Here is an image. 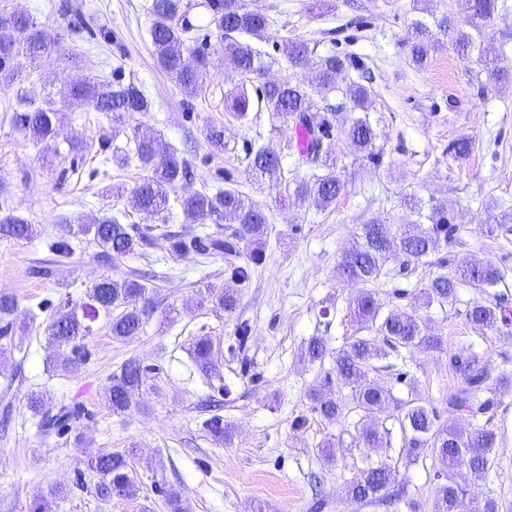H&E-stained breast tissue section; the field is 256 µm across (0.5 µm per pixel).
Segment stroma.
<instances>
[{
  "label": "stroma",
  "mask_w": 512,
  "mask_h": 512,
  "mask_svg": "<svg viewBox=\"0 0 512 512\" xmlns=\"http://www.w3.org/2000/svg\"><path fill=\"white\" fill-rule=\"evenodd\" d=\"M187 2L196 25L188 46H205L213 62L201 99L192 102L156 64L150 0H0V12L22 7L51 38L42 58L21 63L24 85L33 95L56 94L80 75L136 83L154 103L141 123L160 134L194 172L182 192L234 189L260 204L268 217L262 260L240 285L239 306L229 316L202 295L208 285H223L240 258L159 263L168 252L163 232L181 229L177 219L154 227L144 255L109 267L98 262L97 246L86 242L70 257L56 259L50 245L66 236L68 225L107 210L124 213L113 187L132 188L145 172L99 155L72 153L75 141L97 146L108 126L100 113L83 105L62 107L59 132L48 147L12 130L5 114L9 97L0 91V198L34 227L27 242H0V292L18 302L11 334L0 342L5 347L0 355V512H28L33 498L52 487L62 491L54 512H168L161 494L165 486L180 490L189 512H312L318 490L327 501L323 512H411L414 502L430 512L439 465L427 448L409 457L401 411L376 414L385 442L366 448L358 441L363 411L350 405L339 421L326 422L314 411L309 392L335 378L334 352L355 334L348 312L360 288L337 280L338 261L358 239L362 224H404L410 197L447 200L461 228L428 263L410 264L402 256L389 262L388 275L374 287L384 310H410L417 283L438 275L443 257L492 262L503 279L486 290L462 288L454 302L423 310L432 332L443 339V351L389 350L371 361L369 377L401 400L417 388L439 421L468 428L472 417L448 407L449 394L464 385L450 355L473 360L495 375L512 372V327L491 331L466 319L476 301L512 310V231L490 236L481 230L490 218L512 209V82L490 86L487 73L448 47L432 54L425 67L412 65L404 45L407 30L414 20L441 13V0H246L271 19L266 36L254 42L270 65L268 79L294 77L285 55L292 41L308 42L318 57L357 55L370 71L369 112L382 134L381 164L358 160L349 144L330 136L324 152L336 158L346 190L327 210L300 208L285 185L248 171L246 153L270 147L297 179L322 174L320 163L303 162L292 132L266 108H253L244 120L232 112L224 40L206 25L207 0ZM211 123L224 128L223 153L212 152L206 141ZM462 137L471 138L475 149L460 162L450 148ZM124 215L128 224L152 222L142 213ZM50 261L54 278L34 276L36 266ZM132 270L149 272L147 286L156 305L143 333L116 341L106 321L98 320L74 370L52 371L45 337L50 312L41 301H84L101 274ZM200 336L211 337L229 394L209 387L196 370L190 349ZM313 336L325 338L330 349L316 362L303 356ZM132 356L148 372L135 406L117 415L105 390L110 376ZM40 390L80 407L82 418L72 430L37 435L27 398ZM494 399L489 417L501 449L488 479L471 483L462 468L452 477L471 497L490 496L507 506L512 505V387L500 389ZM213 415L232 426L230 442L216 444L206 430L204 422ZM329 442L335 447L331 460L322 452ZM116 450L130 457L141 487L138 499L115 496L104 502L94 494L98 477L87 461ZM378 464L398 469L403 500L388 508L348 500L347 481Z\"/></svg>",
  "instance_id": "1"
}]
</instances>
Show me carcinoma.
I'll return each mask as SVG.
<instances>
[{
	"label": "carcinoma",
	"instance_id": "obj_1",
	"mask_svg": "<svg viewBox=\"0 0 512 512\" xmlns=\"http://www.w3.org/2000/svg\"><path fill=\"white\" fill-rule=\"evenodd\" d=\"M209 24L222 32L225 54L231 61L238 92L231 102L232 111L242 118L251 109L247 84L265 74L266 64L260 50L241 40L249 35L261 38L270 26V19L263 11L250 8L245 0H208ZM501 8L499 0H459L457 7L442 11L433 18V25L416 20L412 22L406 44L411 62L418 68L427 63L430 54L449 45L458 57L473 60L488 73L491 80L501 83L508 79L499 66L505 45L495 47L488 39L487 28ZM151 17L150 36L153 54L158 67L170 75L186 97L200 95L210 73L209 56L203 49L194 52L195 64L186 63L185 52L188 33L193 30L186 20L183 0H151L148 7ZM49 49L45 30L29 12L17 9L0 17V75L7 79L4 91H13L14 103L9 106V123L14 130L30 135L36 141L55 137L60 109L56 104H81L92 107L112 122V138L99 142V153L110 147V140L126 132V123L137 114L151 111L152 101L133 82L111 84L94 77H78L59 92L60 100L51 97L39 102L19 87L12 89L14 76L19 73L20 58L35 59ZM312 50L305 41H292L287 46L288 63L294 70L303 71L295 80L268 81L261 87L257 103L266 106L273 116L295 131H304L307 145L304 154L319 159L316 147L319 138H327L332 131L339 135L368 162L382 160L383 147L378 144L380 135L368 113V89L358 81L346 80L352 70L365 74V65L352 54H328L319 58L314 68H309ZM338 92L347 100L336 106L327 102V95ZM321 95L316 100L315 95ZM206 140L216 151L224 150V128L210 124L206 128ZM134 150L123 151V161H137L147 170V176L130 191L119 190L125 197V205L150 216L168 221L174 210L181 211L185 222L205 227L216 225V230L168 234V255L173 261H181L191 255L210 257L236 253L245 254V264L232 268L231 284L206 289L207 298L216 308L232 315L238 306V289L234 285L250 278L251 265L259 258L255 246L266 234L268 218L257 204L246 200L239 192L218 189L214 193L191 192L177 194V188L190 175L185 160L177 157L171 146L148 127L133 129ZM458 161L466 160L474 150L471 139H458L451 147ZM248 169L260 177L278 181L287 178L282 158L265 147L251 149L246 154ZM323 166L328 172L315 175L309 180L293 181L289 197L302 206L306 203L325 210L336 202L345 186L333 171L334 165ZM410 215L414 219L406 225L392 228L374 220L362 225L360 240L344 252L337 265L339 278L363 287L350 306V321L358 335L336 350V379L351 391L357 407L367 414L386 410L393 398L389 389L368 378L366 364L374 358L386 356V348L425 349L442 351V338L428 333V326L417 310L391 311L381 315L375 292L368 286L384 274L391 257L400 254L408 262L422 263L439 250L441 245L454 239L458 231L457 216L448 211V202L432 198L423 203L414 198L407 200ZM230 220L236 228L224 235L221 221ZM32 224L23 215L6 205H0V240L20 243L32 237ZM72 236H79L101 248L99 256L112 263L142 254L148 243L149 228L138 224H124L119 217L104 213L87 224L76 225ZM503 275L491 264L472 259H461L450 271L440 273L421 283L414 290L418 307L428 308L433 303L451 302L463 287L492 288ZM89 301L80 306L65 302L58 305L45 328L48 345L53 349L50 363L55 369L67 371L74 365L79 341L92 331V324L101 316L108 323L112 338L128 341L143 332L144 326L154 313L155 303L150 289L142 283V275L136 271L123 277L103 275L89 286ZM17 309L14 296L0 293V336L7 335ZM469 322L488 329H500L512 321L506 309L473 303L466 312ZM366 335H360V332ZM328 353L325 340L311 337L304 356L311 362L323 359ZM192 359L197 370L207 378L220 376L214 360L212 344L206 336L196 339ZM450 363L463 376L465 387L448 396V405L455 410L485 413L492 405L490 395L508 384L509 377L491 380L483 367L473 362L450 356ZM146 379V369L136 357L127 359L120 373L112 375L106 390V398L112 412L122 414L133 405L135 392ZM315 410L326 421L333 423L343 408L330 392L312 393ZM28 408L38 418V432L48 435L63 432L76 419L75 410L66 403H53V397L45 392H33L28 398ZM402 423L410 434L408 448L414 453L419 448H430L441 465L435 477L445 478L436 489L434 512H502V504L493 497L473 503L466 499V491L452 481L449 471L455 467L468 469L476 479L486 478L493 457L499 447L497 429L490 421L469 432L452 423H439L437 414L419 398L401 404ZM208 431L218 442L231 435L230 427L219 417L205 422ZM358 438L365 448H379L383 437L376 424L364 422L358 430ZM89 468L99 475L95 493L102 500L117 495L136 498L141 487L131 476L129 456L120 451L104 452L88 462ZM395 470L385 465L370 466L350 479L345 487L346 496L358 503L391 502L402 495ZM59 495L58 489L37 496L30 504L29 512H49L51 501Z\"/></svg>",
	"mask_w": 512,
	"mask_h": 512
}]
</instances>
